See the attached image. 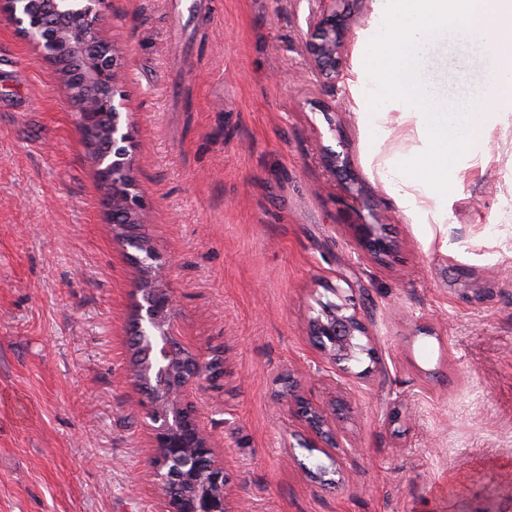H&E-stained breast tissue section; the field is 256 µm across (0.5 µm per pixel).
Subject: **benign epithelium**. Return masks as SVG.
I'll return each mask as SVG.
<instances>
[{"label":"benign epithelium","instance_id":"obj_1","mask_svg":"<svg viewBox=\"0 0 512 512\" xmlns=\"http://www.w3.org/2000/svg\"><path fill=\"white\" fill-rule=\"evenodd\" d=\"M107 0H53L54 14L46 13L45 0H0V18L31 43L38 56L50 62L70 93L81 128H99L108 139V149L89 157L103 192L115 240L136 251L134 274L141 300L132 323L134 333L149 339L146 354L152 358L157 380L142 402L151 421V465L155 475L169 466L182 479L195 482L202 460L209 459L211 481L223 487L224 465L215 459L209 436L201 429L198 410L190 400V389L205 376L207 363L182 347L171 335L173 296L152 245L133 234L142 223L145 189L135 177L137 167L133 135L123 120L127 110L122 90L123 49L104 32ZM313 40L308 46L312 70L336 80L345 27L336 14V0H312ZM358 237L365 250L386 255L391 246L381 235L379 224H359ZM331 297L319 302L317 315L309 320L310 336L331 361L349 370V364L365 354L374 358L372 336L357 307L344 289H329ZM306 424L304 447L323 453L332 466L321 464L310 470L315 481L329 485L332 468L338 466L336 428L322 409L297 403ZM166 512H229L226 492L218 496L196 495L166 498Z\"/></svg>","mask_w":512,"mask_h":512}]
</instances>
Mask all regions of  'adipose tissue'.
I'll use <instances>...</instances> for the list:
<instances>
[{
  "mask_svg": "<svg viewBox=\"0 0 512 512\" xmlns=\"http://www.w3.org/2000/svg\"><path fill=\"white\" fill-rule=\"evenodd\" d=\"M374 19L384 24L387 39L396 51L363 56L354 69L349 91L358 109L364 110L366 120L374 124L378 121L376 114L366 109L369 79L390 80L398 85L400 95L394 106L403 116L402 133L408 138L419 137V153L425 164L419 169L393 164L385 176L405 205L418 208L422 205L419 192L431 195L444 191L449 149L482 141L483 125L473 119L457 130L441 123L435 95L422 94L420 80L399 60L423 47L437 31L454 26L483 30L488 43L498 50L511 49L512 0H378Z\"/></svg>",
  "mask_w": 512,
  "mask_h": 512,
  "instance_id": "ef3b65f1",
  "label": "adipose tissue"
}]
</instances>
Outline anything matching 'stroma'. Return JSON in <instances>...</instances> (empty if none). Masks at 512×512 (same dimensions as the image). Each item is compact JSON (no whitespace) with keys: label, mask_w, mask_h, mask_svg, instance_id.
<instances>
[{"label":"stroma","mask_w":512,"mask_h":512,"mask_svg":"<svg viewBox=\"0 0 512 512\" xmlns=\"http://www.w3.org/2000/svg\"><path fill=\"white\" fill-rule=\"evenodd\" d=\"M376 0H338L335 82L309 75L311 0H108L148 191L140 235L168 268L171 331L216 377L193 399L228 478L231 512H512V101L489 99L484 140L450 156L448 198L403 206L383 173L418 163L396 134L394 85L359 120L348 81ZM461 28L408 60L445 86L485 88L496 52ZM68 93L0 22V512H165L130 378L131 252L113 238ZM380 224L392 251L362 252ZM437 225L434 237L424 227ZM484 299L464 298L463 280ZM349 281L378 363L342 371L308 320ZM336 386L334 484L282 393Z\"/></svg>","instance_id":"35a3bbf8"}]
</instances>
